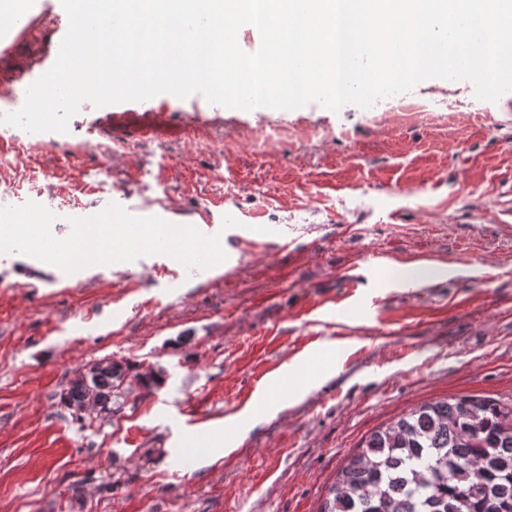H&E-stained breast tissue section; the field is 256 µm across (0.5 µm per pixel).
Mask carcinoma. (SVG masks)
<instances>
[{
    "label": "carcinoma",
    "instance_id": "1",
    "mask_svg": "<svg viewBox=\"0 0 512 512\" xmlns=\"http://www.w3.org/2000/svg\"><path fill=\"white\" fill-rule=\"evenodd\" d=\"M129 371L97 362L61 400L79 413L92 395L110 413ZM320 512H512V405L453 396L377 428L337 472Z\"/></svg>",
    "mask_w": 512,
    "mask_h": 512
}]
</instances>
